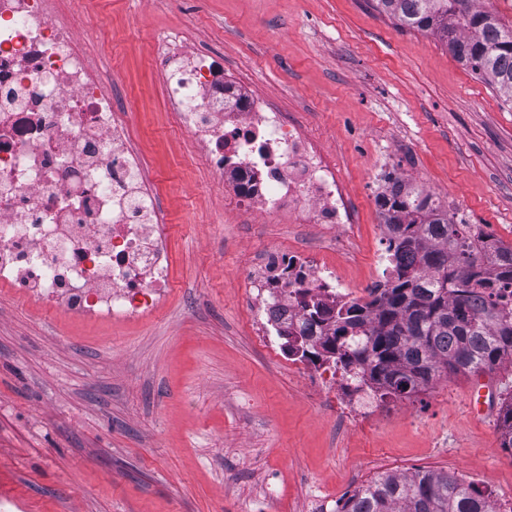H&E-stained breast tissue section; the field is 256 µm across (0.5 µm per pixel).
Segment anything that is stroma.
I'll return each mask as SVG.
<instances>
[{"label":"stroma","mask_w":512,"mask_h":512,"mask_svg":"<svg viewBox=\"0 0 512 512\" xmlns=\"http://www.w3.org/2000/svg\"><path fill=\"white\" fill-rule=\"evenodd\" d=\"M56 2L128 115L167 217L170 286L156 313L112 321L0 287V512H311L419 469L512 505V450L498 432L512 365L483 375L478 408V379L459 375L410 399L362 394L348 417L333 364L255 336L245 277L250 258L286 245L335 269L339 291L383 280L380 170L512 244V102L367 0ZM171 33L306 126L348 187L353 236L226 209L223 183L165 108L155 43Z\"/></svg>","instance_id":"stroma-1"}]
</instances>
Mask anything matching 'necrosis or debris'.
Returning <instances> with one entry per match:
<instances>
[{
    "label": "necrosis or debris",
    "instance_id": "1",
    "mask_svg": "<svg viewBox=\"0 0 512 512\" xmlns=\"http://www.w3.org/2000/svg\"><path fill=\"white\" fill-rule=\"evenodd\" d=\"M167 109L192 152L224 180L226 204L353 232L327 156L262 98L225 88L224 68L158 39ZM140 154L112 86L52 0H0V284L87 319H137L167 291L171 256ZM252 318L297 321L295 293L327 292L334 269L272 249L247 269Z\"/></svg>",
    "mask_w": 512,
    "mask_h": 512
}]
</instances>
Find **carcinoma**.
I'll list each match as a JSON object with an SVG mask.
<instances>
[{"mask_svg":"<svg viewBox=\"0 0 512 512\" xmlns=\"http://www.w3.org/2000/svg\"><path fill=\"white\" fill-rule=\"evenodd\" d=\"M396 26L436 36L451 55L512 101V24L475 0H375ZM389 227L388 267L363 302L329 303L303 292L299 336L284 352L330 362L357 387L410 398L443 375L492 373L512 364V245L457 224L432 194L394 180L379 203ZM512 448V392L498 426ZM337 512H493L478 486L446 471L388 473L356 490Z\"/></svg>","mask_w":512,"mask_h":512,"instance_id":"obj_1","label":"carcinoma"}]
</instances>
